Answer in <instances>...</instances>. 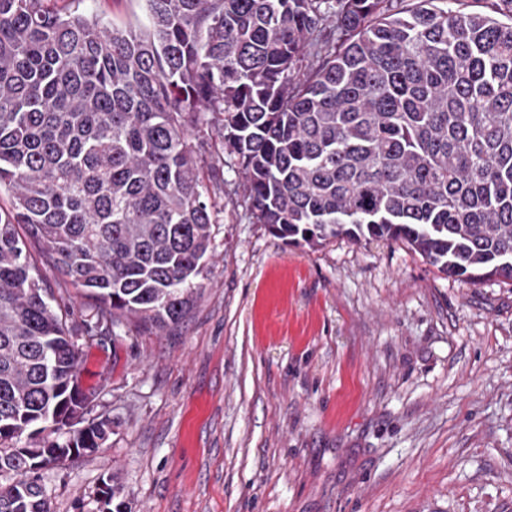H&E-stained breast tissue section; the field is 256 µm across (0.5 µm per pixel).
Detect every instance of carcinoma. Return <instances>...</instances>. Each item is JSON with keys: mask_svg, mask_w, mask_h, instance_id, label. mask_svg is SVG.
I'll use <instances>...</instances> for the list:
<instances>
[{"mask_svg": "<svg viewBox=\"0 0 512 512\" xmlns=\"http://www.w3.org/2000/svg\"><path fill=\"white\" fill-rule=\"evenodd\" d=\"M55 2L0 0V512H52L39 473L112 433L82 346L194 305L226 153L287 244L512 281V0H145L124 28ZM98 501L132 512L110 474ZM34 275L45 288H51L57 298L62 296L66 301H69L76 312L87 306L88 301L75 288L66 283L64 277L51 264L38 260Z\"/></svg>", "mask_w": 512, "mask_h": 512, "instance_id": "carcinoma-1", "label": "carcinoma"}]
</instances>
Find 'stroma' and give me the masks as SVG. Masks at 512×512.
<instances>
[{
	"label": "stroma",
	"mask_w": 512,
	"mask_h": 512,
	"mask_svg": "<svg viewBox=\"0 0 512 512\" xmlns=\"http://www.w3.org/2000/svg\"><path fill=\"white\" fill-rule=\"evenodd\" d=\"M223 172L184 320L84 350L112 433L41 471L53 512H97L110 473L132 512H512V282L285 244Z\"/></svg>",
	"instance_id": "1"
}]
</instances>
